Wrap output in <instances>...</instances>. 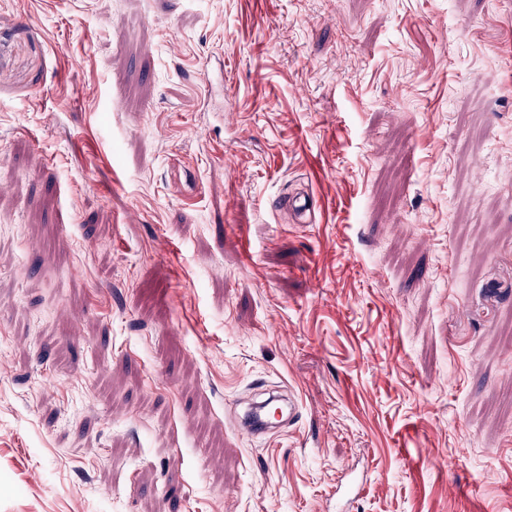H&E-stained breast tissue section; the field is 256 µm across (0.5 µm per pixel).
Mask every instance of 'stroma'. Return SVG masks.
Returning <instances> with one entry per match:
<instances>
[{
	"label": "stroma",
	"mask_w": 512,
	"mask_h": 512,
	"mask_svg": "<svg viewBox=\"0 0 512 512\" xmlns=\"http://www.w3.org/2000/svg\"><path fill=\"white\" fill-rule=\"evenodd\" d=\"M348 468L512 512V0H0V512Z\"/></svg>",
	"instance_id": "1"
}]
</instances>
